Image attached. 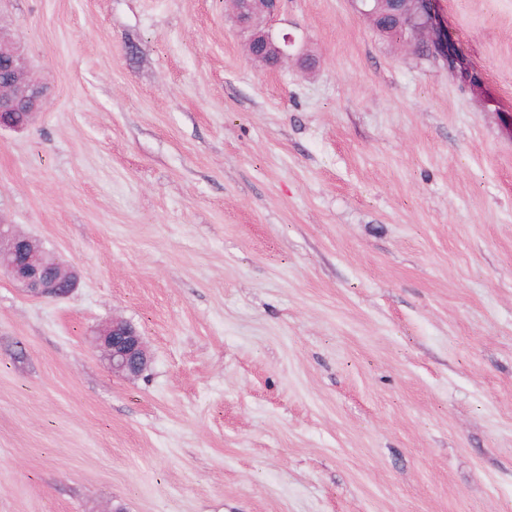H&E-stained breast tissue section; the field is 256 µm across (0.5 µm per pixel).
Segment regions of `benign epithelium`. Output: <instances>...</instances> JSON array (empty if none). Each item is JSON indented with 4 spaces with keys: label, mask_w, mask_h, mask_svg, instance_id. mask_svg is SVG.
Returning a JSON list of instances; mask_svg holds the SVG:
<instances>
[{
    "label": "benign epithelium",
    "mask_w": 512,
    "mask_h": 512,
    "mask_svg": "<svg viewBox=\"0 0 512 512\" xmlns=\"http://www.w3.org/2000/svg\"><path fill=\"white\" fill-rule=\"evenodd\" d=\"M436 0H388L391 13L405 22L416 39L437 47L448 69L469 83L474 82L458 52L453 37L442 25L434 8ZM232 11L243 24L253 28L248 43L250 58L270 65L290 56L294 38L277 35L270 21L282 10V0H231ZM0 62L8 75L0 79V130L23 129L34 121L43 100V90L30 77L25 58L11 37L0 29ZM0 273L27 293L41 298H64L77 285V274L66 264L41 248L35 239L0 224ZM96 351L114 373L126 377L141 375L150 362L142 336L127 321L112 318L94 336Z\"/></svg>",
    "instance_id": "benign-epithelium-1"
}]
</instances>
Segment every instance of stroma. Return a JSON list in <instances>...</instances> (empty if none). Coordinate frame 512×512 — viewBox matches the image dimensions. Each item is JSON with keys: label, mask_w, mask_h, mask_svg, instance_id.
Returning <instances> with one entry per match:
<instances>
[{"label": "stroma", "mask_w": 512, "mask_h": 512, "mask_svg": "<svg viewBox=\"0 0 512 512\" xmlns=\"http://www.w3.org/2000/svg\"><path fill=\"white\" fill-rule=\"evenodd\" d=\"M479 83L350 0H0V512H512V0H436ZM120 317L150 354L113 373ZM282 0H231L232 11L243 24L253 28L247 43V52L253 43L250 58L266 65L280 63L290 56L294 38L289 34L276 35L270 21L281 13ZM273 61L275 63H273ZM0 62L8 71L7 77L0 79V130L23 129L32 124L40 110L43 90L31 79L25 58L1 28ZM0 273L41 298H64L78 281L74 270L41 248L32 236L15 231L12 224H0ZM94 345L106 366L126 377H138L150 362L140 333L120 318L110 319L96 331Z\"/></svg>", "instance_id": "stroma-1"}]
</instances>
